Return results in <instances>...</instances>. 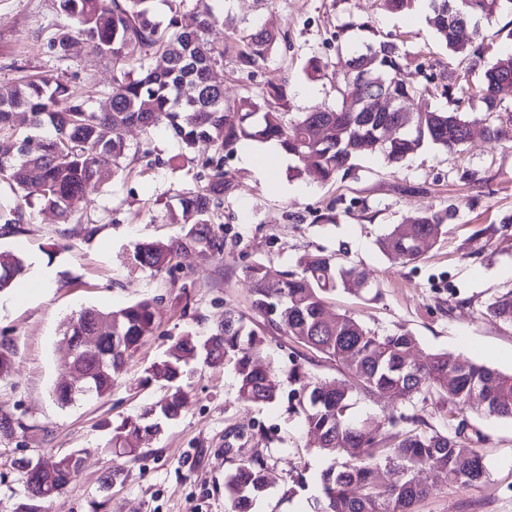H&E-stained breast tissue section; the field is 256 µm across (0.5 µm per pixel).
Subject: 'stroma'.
Instances as JSON below:
<instances>
[{
    "instance_id": "35a3bbf8",
    "label": "stroma",
    "mask_w": 512,
    "mask_h": 512,
    "mask_svg": "<svg viewBox=\"0 0 512 512\" xmlns=\"http://www.w3.org/2000/svg\"><path fill=\"white\" fill-rule=\"evenodd\" d=\"M227 6L244 25L288 36L287 51L275 53L254 76L238 72L233 58H225L219 73L233 102L257 95L270 78L287 81L289 111L333 102L350 50L364 38L354 29L334 40L336 28L349 21L370 22L421 61L449 62L426 18L414 9L391 13L379 9L377 0H228ZM51 22L70 24L56 0H0V97L11 94L21 75L41 73L85 91L90 107L102 109L112 84L111 59L81 39L69 59L56 60L45 45L44 28ZM314 56L326 66L325 78L315 81L306 75ZM297 165L289 159L265 178L243 166L239 154L226 157L224 254L172 275L141 270L130 256L137 244L181 236V225L171 222L168 211L194 187L186 171L156 165L117 173L76 204L72 224L39 203L19 205L17 188L0 180V207L22 211L16 230L0 228V250L39 255L52 272L48 288L36 295L24 292L23 276L0 292V342L15 351L9 375L0 379V415L23 416L32 426L20 441H0V503L23 495L11 468L14 459L81 450V469L48 512H93L91 503L112 471L117 478L105 512H228L224 478L258 450L273 482L255 512H314L320 474L335 455L319 449L315 434L289 413L288 370L299 362L326 381L347 379L348 372L254 315L244 269L255 262L278 278L305 254L334 255L343 266L363 271L370 286L356 296H330V313L354 314L382 335L410 332L418 357L447 351L512 374V328L482 314L492 297L512 290V143L491 145L477 125L459 158L430 146L393 168L369 150L347 175L326 185L294 176ZM330 206L335 223L320 222L319 214ZM427 208L451 212L436 245L413 263L385 256L379 242L392 225ZM84 223L95 226L92 236H84ZM142 299L152 302L159 328L144 339L111 394L57 405L52 390L66 375L68 318ZM230 311L262 330L261 357L277 372L281 397L263 406L243 403L231 368L196 361L182 380L189 402L180 418L143 436L136 462L113 455L112 426L161 395L157 387H140L144 369L184 332L206 335ZM462 416L485 436L478 449L487 475L473 488L445 487L415 512H512V420L488 416L477 401ZM233 430L241 437L232 457L225 455L224 441Z\"/></svg>"
}]
</instances>
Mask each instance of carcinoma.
I'll return each mask as SVG.
<instances>
[{"label":"carcinoma","mask_w":512,"mask_h":512,"mask_svg":"<svg viewBox=\"0 0 512 512\" xmlns=\"http://www.w3.org/2000/svg\"><path fill=\"white\" fill-rule=\"evenodd\" d=\"M59 10L72 20L74 29H57L47 36L48 51L60 60L69 58L73 33L96 43L112 58L113 86L106 92L111 108H90L85 92L47 76L23 75L14 93L0 99V140H15L17 154L0 153V179L15 184L23 199L36 198L56 210L63 223L71 220L72 204L87 188L100 184L114 170L125 168L127 146L122 131L132 125L144 129L165 124L173 131L178 153L168 159L174 168L195 169L192 191L179 199L172 222L183 225L180 238L168 243H142L130 260L154 272L173 273L190 260H207L224 254L223 225L215 217L224 208V157L241 140H276L297 158L298 174L330 182L348 172L360 153L376 147L389 164H398L433 144L450 156L459 154L470 128L484 124L492 143L512 141V106L499 94L500 84L512 80V55L481 64L482 44L478 27L466 30L461 21L497 20L512 12V0H431L429 23L457 67L448 69L446 111L414 106L427 87L403 78L411 65L397 42L374 33L367 22H347L340 31L358 27L372 34L364 47L353 51L343 83L336 86L332 105L293 113L287 109V85L269 81L257 98L229 104L224 86L211 76L224 57L252 74L266 65L279 49L281 34L273 29L242 26L231 14H218L206 0L193 29L179 26L177 13L183 0H165L170 12L167 26L155 20L156 0H57ZM224 26V42L216 44L207 33L216 23ZM193 88L191 95L183 86ZM401 107L378 110V98ZM480 99L481 117L466 104ZM25 112L29 126L41 134H24L13 115ZM402 128L394 138L382 139V126ZM210 144L211 154L190 156L195 145ZM448 221V211L428 209L413 219L421 244H416L407 225L397 224L380 242L392 260L404 263L422 258L436 243ZM24 271L22 259L0 251V291ZM251 280L252 308L268 325L328 360L344 364L352 382H315L300 363L289 372L294 385L288 393V411L303 416L307 428L319 436L321 447L343 458L320 476L324 512H412L416 502L437 488L465 487L481 483L487 474L483 455L475 444L485 436L466 420L462 408L476 395L484 397L493 417L512 419V374H504L448 352L428 354L416 362L406 358L416 344L409 332L380 335L346 313L326 315L329 295L341 290L357 294L368 287L366 275L344 268L336 258L323 254L302 257L298 270L275 282L262 263L247 267ZM483 315L512 327V291L486 303ZM101 319L94 348L83 350L78 362L90 374L93 396L104 397L126 373L141 341L153 335L157 321L147 300L107 314L86 309L65 323L76 334ZM263 338L248 327L244 317L230 312L200 343L193 333L177 339L167 354L143 371L140 385H157L163 396L138 417H126L112 429L113 452L119 458L138 459L142 449L132 446L141 432L160 430L174 421L188 402L178 384L184 369L204 357L213 367L230 366L238 380L239 398L250 404L275 401L280 380L259 353ZM379 394L391 402L409 406L412 412L391 416L389 423L408 425L386 435L374 433L369 421L350 415L354 391ZM436 394L446 400L448 432L428 426L417 413V403ZM32 426L8 415L0 416V438L11 440ZM52 461L53 481H40L42 458ZM385 463L393 481L379 485L378 464ZM83 457L63 453L25 457L12 463L22 480L25 495L10 512H43L44 504L62 497L76 477ZM422 472L425 481L418 479ZM266 463L255 452L241 461L224 480L231 512H250L255 500L271 485Z\"/></svg>","instance_id":"1"}]
</instances>
